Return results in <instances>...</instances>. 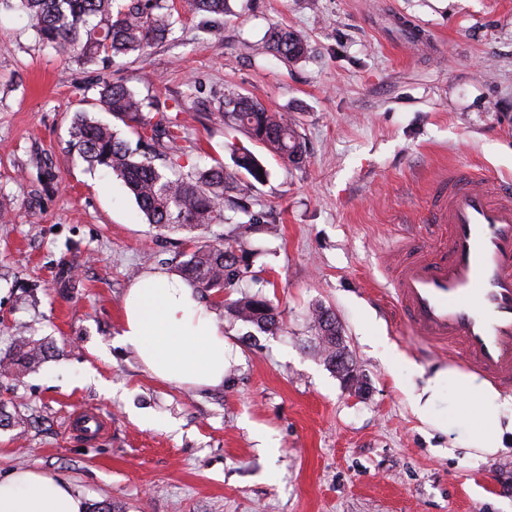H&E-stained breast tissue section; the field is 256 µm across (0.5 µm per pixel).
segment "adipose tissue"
Masks as SVG:
<instances>
[{
    "label": "adipose tissue",
    "mask_w": 512,
    "mask_h": 512,
    "mask_svg": "<svg viewBox=\"0 0 512 512\" xmlns=\"http://www.w3.org/2000/svg\"><path fill=\"white\" fill-rule=\"evenodd\" d=\"M120 341L131 347L146 369L161 381L202 390L224 383L230 365L229 343L213 311L194 288L164 270L142 273L122 300ZM456 382L458 402L449 418L471 421L461 441L464 456L484 459L505 453L512 435V410L498 404L496 390L474 374L438 370L409 404L420 420L429 421L439 381ZM85 498L67 480L30 468L0 479V512H86Z\"/></svg>",
    "instance_id": "1"
}]
</instances>
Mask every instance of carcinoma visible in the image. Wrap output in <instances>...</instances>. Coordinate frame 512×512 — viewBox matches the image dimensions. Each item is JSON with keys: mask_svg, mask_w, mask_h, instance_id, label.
<instances>
[{"mask_svg": "<svg viewBox=\"0 0 512 512\" xmlns=\"http://www.w3.org/2000/svg\"><path fill=\"white\" fill-rule=\"evenodd\" d=\"M30 27L38 38L62 47L78 58L94 61L104 55L118 57L145 55L148 49L174 31L178 16L214 15L226 12V0H18ZM266 48L279 59L296 62L308 53L304 39L286 27L274 28L266 36ZM104 111L134 129L138 143L158 144L170 151V168L181 167L173 153L183 125L178 118L161 115L156 122L144 113V100L121 81H105L99 90ZM204 111H216L224 124L245 131L248 138L283 161L298 166L304 162L305 147L292 117L274 112L254 98L240 93L226 94L217 105L199 102ZM74 149L88 165L110 169L133 196L145 223L159 230L188 229L199 235L179 264L181 277L199 293L220 292L239 280L244 255L241 244L224 237H209L212 224H226L231 218L225 208L248 212L247 197L253 183L267 175L258 156L248 148L236 147L234 168L217 163L186 174L167 175L148 153L132 148L115 127L79 115L72 127ZM231 311L241 321L263 332L279 329L271 304L260 295L243 296ZM313 322L320 342L325 344V363L336 370V317L318 308ZM16 359L0 367L3 376H20L23 370L40 364L46 351L24 336L16 339Z\"/></svg>", "mask_w": 512, "mask_h": 512, "instance_id": "carcinoma-1", "label": "carcinoma"}]
</instances>
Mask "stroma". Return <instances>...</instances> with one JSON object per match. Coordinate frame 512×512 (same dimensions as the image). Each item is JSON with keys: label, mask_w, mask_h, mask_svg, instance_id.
I'll return each instance as SVG.
<instances>
[{"label": "stroma", "mask_w": 512, "mask_h": 512, "mask_svg": "<svg viewBox=\"0 0 512 512\" xmlns=\"http://www.w3.org/2000/svg\"><path fill=\"white\" fill-rule=\"evenodd\" d=\"M189 16L142 58L87 63L42 43L0 5V358L24 329L48 357L0 376V478L18 468L67 479L89 512H512V453L449 456L468 435L422 422L408 392L448 367L408 334L388 287L398 244L423 233L433 178L452 166L512 179V0H229ZM285 26L306 57L267 53ZM122 81L158 119L182 99L185 171L220 160L242 131L195 98L228 91L291 115L307 158L268 171L248 213L214 225L247 252L235 287L204 298L237 361L224 384L165 383L121 345V301L150 269L175 271L191 235L143 224L121 180L71 147L77 114L111 122L101 81ZM249 144V143H248ZM265 219L246 232L248 214ZM267 297L276 334L231 304ZM330 309L365 386L326 365L310 313ZM94 409L111 431L70 419Z\"/></svg>", "instance_id": "1"}]
</instances>
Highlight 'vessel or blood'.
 <instances>
[{
	"label": "vessel or blood",
	"instance_id": "1",
	"mask_svg": "<svg viewBox=\"0 0 512 512\" xmlns=\"http://www.w3.org/2000/svg\"><path fill=\"white\" fill-rule=\"evenodd\" d=\"M432 196L428 221L445 230L443 251L402 242L391 275L398 309L428 345L512 391V181L453 168Z\"/></svg>",
	"mask_w": 512,
	"mask_h": 512
}]
</instances>
